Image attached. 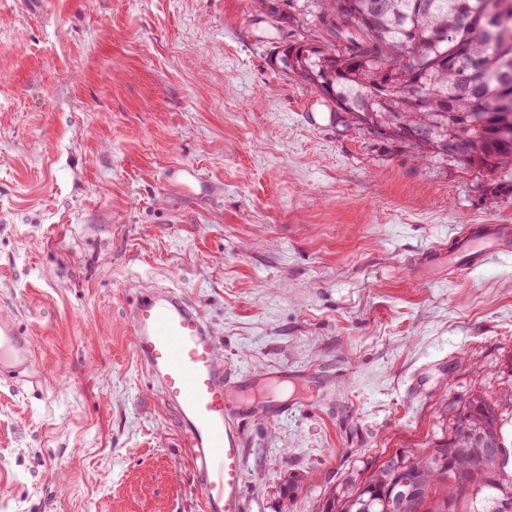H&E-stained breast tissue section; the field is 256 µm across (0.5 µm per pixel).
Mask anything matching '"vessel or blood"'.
Listing matches in <instances>:
<instances>
[{
    "instance_id": "b4317fda",
    "label": "vessel or blood",
    "mask_w": 512,
    "mask_h": 512,
    "mask_svg": "<svg viewBox=\"0 0 512 512\" xmlns=\"http://www.w3.org/2000/svg\"><path fill=\"white\" fill-rule=\"evenodd\" d=\"M510 252L512 226L482 224L457 237L448 256L433 251L426 260H447L449 271L464 275ZM129 324L138 361L176 417L180 445L203 494V512H245L243 425L258 412L272 419L284 415L287 402L257 398L256 377L224 366L215 332L175 289H140ZM31 350L15 316L1 312L0 378L15 379L31 368ZM295 379L303 403L324 401L336 388L335 380L309 371Z\"/></svg>"
}]
</instances>
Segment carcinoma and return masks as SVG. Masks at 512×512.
I'll list each match as a JSON object with an SVG mask.
<instances>
[{
  "label": "carcinoma",
  "instance_id": "cac0c4a2",
  "mask_svg": "<svg viewBox=\"0 0 512 512\" xmlns=\"http://www.w3.org/2000/svg\"><path fill=\"white\" fill-rule=\"evenodd\" d=\"M289 7L288 26L303 36L270 48L269 61L343 105L333 113L337 125L405 144L422 161L512 170V0H296ZM443 30L447 39L433 38ZM384 62L392 75L381 73ZM469 403L465 419L450 409V432L430 447L379 462L349 490L330 489L320 512H399V491L413 493L412 512H504L512 506L504 431L512 389ZM494 427L497 462L468 461L472 433Z\"/></svg>",
  "mask_w": 512,
  "mask_h": 512
}]
</instances>
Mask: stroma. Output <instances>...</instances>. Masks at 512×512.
<instances>
[{"label":"stroma","instance_id":"obj_1","mask_svg":"<svg viewBox=\"0 0 512 512\" xmlns=\"http://www.w3.org/2000/svg\"><path fill=\"white\" fill-rule=\"evenodd\" d=\"M251 0H0V308L39 382H0V512H201L175 418L137 360L141 285L179 289L224 364L339 374L322 405L246 423V512L330 487L512 387V256L424 267L512 225V176L336 127L267 53ZM212 182L204 197L168 179ZM198 176V170L194 166H180L172 172L170 181L184 194L194 196V185L199 182Z\"/></svg>","mask_w":512,"mask_h":512}]
</instances>
